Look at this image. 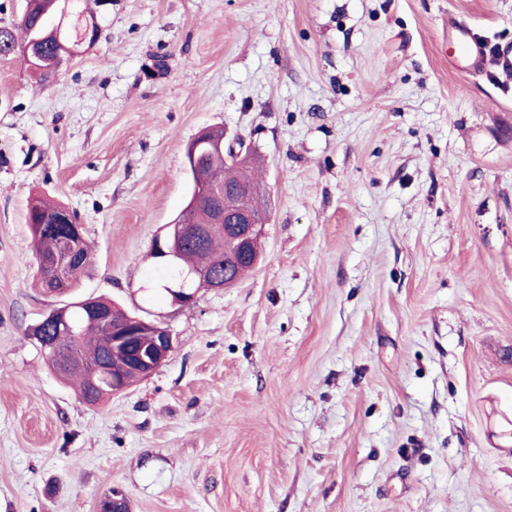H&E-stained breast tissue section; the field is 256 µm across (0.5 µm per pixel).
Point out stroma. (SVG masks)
Here are the masks:
<instances>
[{
    "label": "stroma",
    "instance_id": "35a3bbf8",
    "mask_svg": "<svg viewBox=\"0 0 512 512\" xmlns=\"http://www.w3.org/2000/svg\"><path fill=\"white\" fill-rule=\"evenodd\" d=\"M512 0H102L55 78L0 59V512H512ZM244 137L270 220L233 287L172 305L154 237L186 148ZM74 212L80 296L164 322L89 405L26 337L28 204ZM458 32L457 41L464 47L462 59L468 66L484 67L494 65L507 79L512 75V45L508 43H496L489 47L479 40L472 30L465 25L453 27Z\"/></svg>",
    "mask_w": 512,
    "mask_h": 512
}]
</instances>
